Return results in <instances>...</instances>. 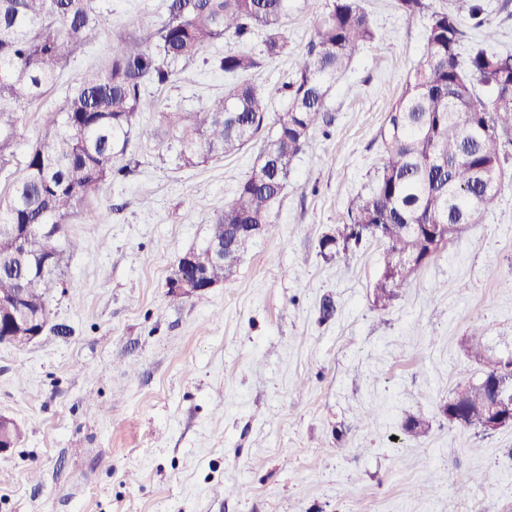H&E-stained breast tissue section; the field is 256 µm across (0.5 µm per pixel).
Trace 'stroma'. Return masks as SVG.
<instances>
[{
	"label": "stroma",
	"mask_w": 512,
	"mask_h": 512,
	"mask_svg": "<svg viewBox=\"0 0 512 512\" xmlns=\"http://www.w3.org/2000/svg\"><path fill=\"white\" fill-rule=\"evenodd\" d=\"M327 0H288L287 50L252 81L271 114L315 37ZM101 32L57 86L20 116L12 170L40 115L77 78L103 69L112 42L145 38L163 0H96ZM385 38L362 48L327 100L331 125L292 163L271 221L232 277L190 298L171 295L176 258L202 247L209 224L257 163L263 138L183 166L159 114L224 93L209 44L177 80L149 87L127 177L102 185L73 216L50 328L24 351L0 345V414L22 440L0 455V512H512V427L486 435L439 414L481 371L465 354L473 327L494 355L512 352V164L477 224L384 309L373 303L382 247L324 260L319 241L347 223L382 156L378 131L422 57L427 17L396 0H363ZM335 312L323 318V301ZM65 333H56V326ZM429 420L403 436L406 416ZM479 483L456 494L451 475Z\"/></svg>",
	"instance_id": "1"
}]
</instances>
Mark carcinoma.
Returning a JSON list of instances; mask_svg holds the SVG:
<instances>
[{
  "mask_svg": "<svg viewBox=\"0 0 512 512\" xmlns=\"http://www.w3.org/2000/svg\"><path fill=\"white\" fill-rule=\"evenodd\" d=\"M287 0H166L159 21H146L148 42L129 36L112 43L105 70L75 82L61 107L41 114L37 142L23 168L0 195V322L9 323L11 306L3 298L25 288L24 305L49 324V293L61 279L67 220L101 185L130 171L124 162L139 113L153 109L147 86L168 85L178 66L226 36L241 44L264 35L263 55H282L287 41L282 19ZM408 18L428 17L422 59L407 75L387 113L378 138L383 148L367 192L348 210V223L323 237L320 254L347 258L366 240L384 246L374 284L376 305L384 308L495 199L485 196L491 175L502 179L512 145V54L483 44L461 54L463 20L481 18L477 0H448L430 10L427 0H396ZM99 28L93 0H0V103H30L56 83L63 64L91 43ZM382 37L360 0H327L316 21V41L297 63L285 85L288 105L274 120L276 130L263 146L235 198L210 224L209 239L233 243L225 263L212 264L207 248L197 250L209 279H228L253 239L236 234L237 224H261L274 232L270 213L282 199L293 160L309 146L310 131L331 123L326 100L356 51ZM218 66L235 80L224 96L195 112H161L160 120L178 131L176 158L193 165L243 148L265 127L268 99L246 78L260 61L245 50L224 51ZM490 92L482 100L476 88ZM18 117L0 106V171L14 158ZM467 356L481 377L448 396L466 420L482 431L487 397L484 380L496 377V360L480 346ZM407 437L428 433L429 422L409 416Z\"/></svg>",
  "mask_w": 512,
  "mask_h": 512,
  "instance_id": "cac0c4a2",
  "label": "carcinoma"
}]
</instances>
